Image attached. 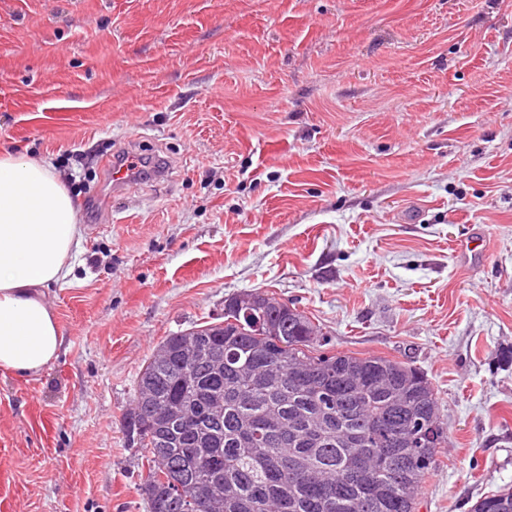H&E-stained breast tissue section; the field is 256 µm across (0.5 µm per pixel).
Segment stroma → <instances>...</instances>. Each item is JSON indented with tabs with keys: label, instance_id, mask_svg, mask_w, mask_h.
Here are the masks:
<instances>
[{
	"label": "stroma",
	"instance_id": "1",
	"mask_svg": "<svg viewBox=\"0 0 512 512\" xmlns=\"http://www.w3.org/2000/svg\"><path fill=\"white\" fill-rule=\"evenodd\" d=\"M6 150L85 235L58 358L0 371V512H147L139 374L253 290L430 379L418 512L512 488V0H0ZM120 153L170 170L113 191Z\"/></svg>",
	"mask_w": 512,
	"mask_h": 512
}]
</instances>
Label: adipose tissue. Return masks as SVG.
I'll return each mask as SVG.
<instances>
[{
  "mask_svg": "<svg viewBox=\"0 0 512 512\" xmlns=\"http://www.w3.org/2000/svg\"><path fill=\"white\" fill-rule=\"evenodd\" d=\"M84 237L78 202L47 163L0 154V370L37 375L63 335L45 294Z\"/></svg>",
  "mask_w": 512,
  "mask_h": 512,
  "instance_id": "obj_1",
  "label": "adipose tissue"
}]
</instances>
